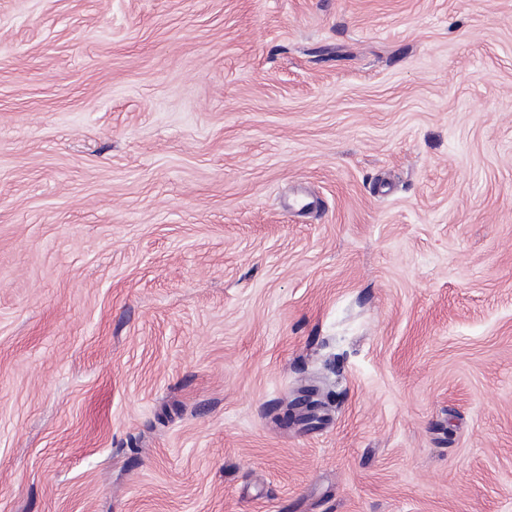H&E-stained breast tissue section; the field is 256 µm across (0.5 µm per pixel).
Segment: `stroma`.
<instances>
[{
  "label": "stroma",
  "mask_w": 512,
  "mask_h": 512,
  "mask_svg": "<svg viewBox=\"0 0 512 512\" xmlns=\"http://www.w3.org/2000/svg\"><path fill=\"white\" fill-rule=\"evenodd\" d=\"M0 512H512V0H0Z\"/></svg>",
  "instance_id": "obj_1"
}]
</instances>
